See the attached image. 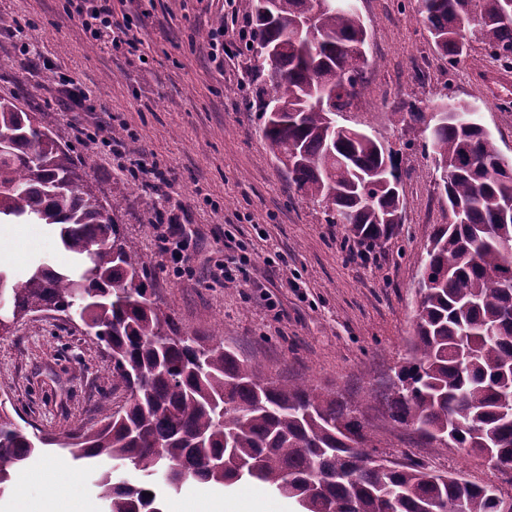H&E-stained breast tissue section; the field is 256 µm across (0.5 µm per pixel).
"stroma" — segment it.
<instances>
[{
    "label": "stroma",
    "mask_w": 512,
    "mask_h": 512,
    "mask_svg": "<svg viewBox=\"0 0 512 512\" xmlns=\"http://www.w3.org/2000/svg\"><path fill=\"white\" fill-rule=\"evenodd\" d=\"M367 28L370 65L364 87L337 114L338 124L391 147L404 187L402 222L373 245L354 243L347 225L325 221L322 205L289 181L262 135L264 118L255 61L238 37L226 40L222 62L210 57L209 36L221 21L247 24L245 0H112L115 18L139 23L145 60L94 45L61 0H0V18L24 21L0 35V97L36 113L84 172L102 202L123 199L115 215L128 241L147 258L148 285L184 333L215 336L241 358L266 364L280 378H303L354 401L367 396L375 453L434 473H460L479 484L504 482L501 472L457 448H434L394 425L383 404L388 379L409 359L414 333L416 259L434 225L448 221L438 188L441 172L423 145L422 122L391 120L400 102L419 99L421 112L446 99L467 103L499 151L512 156V81L497 67L473 61L449 68L418 14L417 0H356ZM88 94L89 111L59 103V77ZM102 124L101 137L76 130ZM157 165L166 182L132 177L130 152ZM181 224L186 235H167ZM233 257L228 278L215 265ZM45 263L69 269L60 241L28 250L21 262L0 261L10 282ZM0 400L16 422L39 435L95 428L126 393L112 387L105 346L79 319L55 311L28 314L0 331ZM59 472L58 488L34 482L0 494V512L17 497L32 512H104L97 482L133 477L130 465L72 460L44 447L25 465ZM76 482L70 499L64 485ZM261 497L269 512H301L295 500L254 481L212 485L193 512L214 502Z\"/></svg>",
    "instance_id": "obj_1"
}]
</instances>
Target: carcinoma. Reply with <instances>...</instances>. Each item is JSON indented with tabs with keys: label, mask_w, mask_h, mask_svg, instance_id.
I'll list each match as a JSON object with an SVG mask.
<instances>
[{
	"label": "carcinoma",
	"mask_w": 512,
	"mask_h": 512,
	"mask_svg": "<svg viewBox=\"0 0 512 512\" xmlns=\"http://www.w3.org/2000/svg\"><path fill=\"white\" fill-rule=\"evenodd\" d=\"M254 24L250 49L280 46L275 73L267 74L263 136L297 190L324 205L326 222L347 224L361 244L386 239L401 208L403 180L381 143L358 131L336 134V113L357 92L367 57L366 27L348 0H276V22L246 0ZM439 54L453 69L470 56L475 40L483 56L512 67V0H419ZM318 11L329 41L307 49L290 38L294 17ZM476 23H471V20ZM352 76L348 83L342 77ZM335 92L319 107V91ZM277 108L279 118H270ZM447 121L436 125L424 148L445 165L442 194L448 223L434 228L419 269L432 272L418 305L410 361L396 373L386 397L391 420L413 426L428 442L453 436L460 448L491 452L512 471V288L491 276L512 277V161L504 163L491 133L460 102L445 103ZM0 223L27 221L59 228L62 246L78 261L73 274L39 265L0 295L19 312H74L111 350L112 386L128 393L126 405L94 431L79 429L58 442L30 436L0 402V494L46 445L75 461H124L163 483L99 482L108 512H165L164 495L190 482L232 485L254 479L294 498L303 512H379L382 492L398 496L396 512H497L485 486L460 475L433 479L415 465L388 470L365 463L369 448H351L358 436L371 442L354 408L304 381H280L259 363H248L224 342L188 336L153 299L148 261L129 245L108 209L88 189L70 150L43 125L34 126L16 102L0 98ZM384 174L393 190H381ZM497 327L494 337L488 327Z\"/></svg>",
	"instance_id": "cac0c4a2"
}]
</instances>
